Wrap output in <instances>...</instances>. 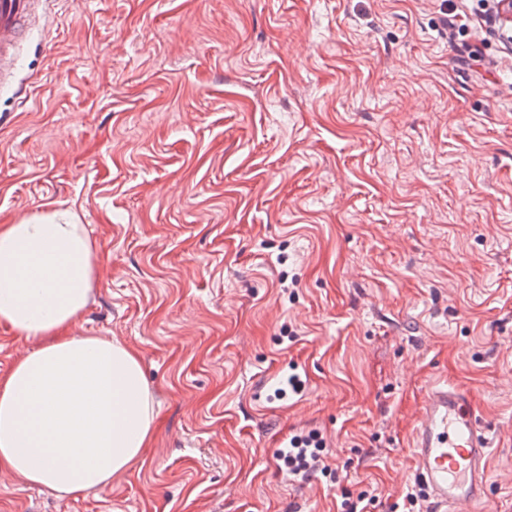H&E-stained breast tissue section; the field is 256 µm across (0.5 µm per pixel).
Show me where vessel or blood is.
Listing matches in <instances>:
<instances>
[{"label":"vessel or blood","mask_w":512,"mask_h":512,"mask_svg":"<svg viewBox=\"0 0 512 512\" xmlns=\"http://www.w3.org/2000/svg\"><path fill=\"white\" fill-rule=\"evenodd\" d=\"M46 0H0V88L11 84L21 47ZM415 478L428 512H477L488 495L491 441L466 391L436 387L426 396L411 443Z\"/></svg>","instance_id":"1"}]
</instances>
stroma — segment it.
<instances>
[{"label":"stroma","instance_id":"1","mask_svg":"<svg viewBox=\"0 0 512 512\" xmlns=\"http://www.w3.org/2000/svg\"><path fill=\"white\" fill-rule=\"evenodd\" d=\"M493 5L50 0L21 93L0 91V225H85L86 327L138 352L158 423L110 494L0 470V512H341L362 491L401 512L445 384L492 441L486 512H512V44ZM291 363L307 399H257ZM308 422L328 472L306 484L275 441Z\"/></svg>","mask_w":512,"mask_h":512}]
</instances>
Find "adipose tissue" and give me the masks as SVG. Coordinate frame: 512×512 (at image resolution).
Returning a JSON list of instances; mask_svg holds the SVG:
<instances>
[{
  "label": "adipose tissue",
  "instance_id": "ef3b65f1",
  "mask_svg": "<svg viewBox=\"0 0 512 512\" xmlns=\"http://www.w3.org/2000/svg\"><path fill=\"white\" fill-rule=\"evenodd\" d=\"M95 255L75 214L0 226V324L38 345L0 377V468L77 499L139 459L157 424L139 355L77 330Z\"/></svg>",
  "mask_w": 512,
  "mask_h": 512
}]
</instances>
